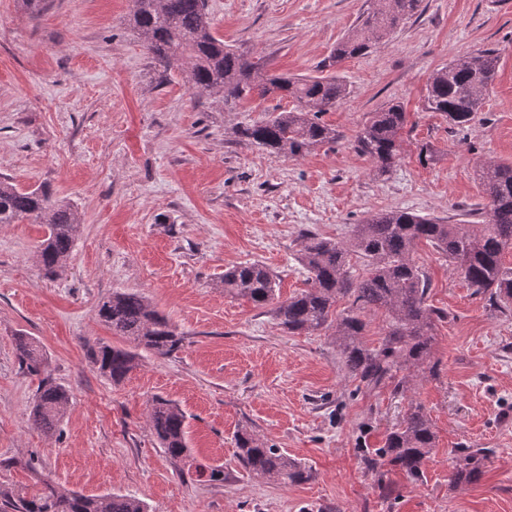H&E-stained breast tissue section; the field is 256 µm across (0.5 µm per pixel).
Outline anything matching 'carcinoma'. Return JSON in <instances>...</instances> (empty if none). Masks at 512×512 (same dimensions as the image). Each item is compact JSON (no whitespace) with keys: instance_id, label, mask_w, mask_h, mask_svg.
Masks as SVG:
<instances>
[{"instance_id":"obj_1","label":"carcinoma","mask_w":512,"mask_h":512,"mask_svg":"<svg viewBox=\"0 0 512 512\" xmlns=\"http://www.w3.org/2000/svg\"><path fill=\"white\" fill-rule=\"evenodd\" d=\"M351 29L337 42L331 61L368 53L375 42L392 34L404 20L420 11L422 0H374ZM146 41V50L168 70L177 64L188 71L192 88L224 95V106L234 109L253 95L290 99L291 110L272 111L241 125L237 136L246 143L288 158H302L318 146L336 141V129L324 123L323 113L347 95L346 85L334 75L288 77L273 74L224 44L211 28L207 0H134L130 19ZM474 67L465 59L450 63L429 78L425 108L448 117L457 128L470 125L497 76L498 56L478 53ZM406 112L389 102L363 124L357 150L368 156L378 174L385 175L400 160ZM477 176L486 199V220H460L454 224L438 217L388 210L365 218L346 240L305 234L300 262L309 288L285 300L268 268L252 262L224 271V292L242 296L258 307H272L274 317L288 331L315 332L334 329L342 367L367 387L383 381L393 393L405 396L410 382L419 377L432 350L434 322L445 313L427 304L429 282L413 262L417 244L426 241L448 258L476 293L488 296L502 313L512 311V266L504 254L512 249V164L492 160L477 162ZM33 218L47 226L38 257L42 269L54 276L69 256L80 227L78 213L52 198L45 188L22 190L8 178H0V224H16ZM365 263V272L353 276L352 257ZM347 299L346 313L336 316V303ZM382 312L386 329L381 344L373 349L360 341L363 316ZM99 317L116 336L133 349L99 344L88 355L99 373L119 383L136 367L141 349L161 356L182 345V338L164 315L141 294L115 292L99 308ZM16 358L32 372L40 371L44 355L40 346L23 333L14 337ZM406 371L402 377L397 372ZM70 401L68 390L45 377L37 390L30 418L43 431H56ZM149 422L174 465L190 457L186 416L173 402L157 398L148 413ZM237 460L249 474L283 483L307 480L310 472L278 449L258 442L252 434L237 433ZM433 420L425 408L409 402L403 423L390 431L377 455L412 479L435 448ZM487 458L484 448H462L454 461L456 483L479 481ZM195 481H224V467L195 466ZM40 488L0 490V503L13 512H147L146 504L121 494L94 497L65 492L46 479Z\"/></svg>"}]
</instances>
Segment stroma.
<instances>
[{"label": "stroma", "mask_w": 512, "mask_h": 512, "mask_svg": "<svg viewBox=\"0 0 512 512\" xmlns=\"http://www.w3.org/2000/svg\"><path fill=\"white\" fill-rule=\"evenodd\" d=\"M366 0H208L216 37L290 76L320 63ZM133 0H44L31 17L0 0V176L48 186L80 218L61 271L38 262L43 225L0 224V489L41 476L65 491L142 499L148 512H512V314L490 307L447 258L419 244L436 322L430 370L405 396L370 388L340 363L322 330L291 334L270 308L225 295V269L263 263L281 298L307 286L302 232L349 238L368 214L409 210L451 221L483 195L477 160L512 164V0H423L420 13L363 56L332 70L347 96L323 116L336 143L290 159L244 144L238 126L290 100L221 95L164 72L129 25ZM491 49L498 75L477 119L458 131L423 109L437 69ZM407 113L403 150L377 176L355 140L386 102ZM440 155L418 160L422 144ZM142 293L184 336L169 356L146 353L121 383L100 375L88 346H124L99 319L114 290ZM35 338L45 372L70 393L55 434L29 419L40 376L23 371L14 336ZM185 413L198 463L216 484L179 475L148 421L153 398ZM435 424L419 480L366 467L409 402ZM251 431L310 478L246 474L235 435ZM488 451L479 482L453 483L459 448ZM394 493L383 497L381 484Z\"/></svg>", "instance_id": "stroma-1"}]
</instances>
